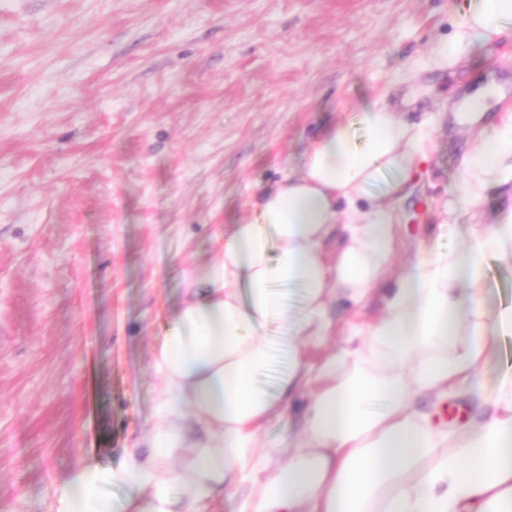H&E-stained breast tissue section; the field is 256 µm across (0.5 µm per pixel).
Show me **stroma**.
Returning <instances> with one entry per match:
<instances>
[{
	"label": "stroma",
	"instance_id": "35a3bbf8",
	"mask_svg": "<svg viewBox=\"0 0 512 512\" xmlns=\"http://www.w3.org/2000/svg\"><path fill=\"white\" fill-rule=\"evenodd\" d=\"M464 2L0 0V512H53L82 460L143 447L183 278L335 117L378 102L429 128L401 203L406 242L428 236L457 193L461 86H512L511 36L432 55ZM379 311L333 299L326 346ZM305 406L260 445H287ZM422 408L451 432L486 410Z\"/></svg>",
	"mask_w": 512,
	"mask_h": 512
}]
</instances>
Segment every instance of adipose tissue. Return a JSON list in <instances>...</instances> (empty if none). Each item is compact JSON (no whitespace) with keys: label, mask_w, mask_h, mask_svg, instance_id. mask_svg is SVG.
<instances>
[{"label":"adipose tissue","mask_w":512,"mask_h":512,"mask_svg":"<svg viewBox=\"0 0 512 512\" xmlns=\"http://www.w3.org/2000/svg\"><path fill=\"white\" fill-rule=\"evenodd\" d=\"M511 30L512 0H469L434 55L457 61ZM502 97L490 79L460 102L470 149L452 204L475 209L493 188L497 206L480 224H437L397 272L398 204L429 157L428 134L377 105L330 123L298 170L257 196L249 221L225 232L206 275L186 279L151 350L160 384L147 453L77 466L54 489V512H215L221 500L230 512H512V370L494 413L456 435L416 406L479 391V368L512 335V307L485 306L488 261L512 266V114L481 123ZM337 296L379 298L381 313L356 348L315 367L307 345L329 335ZM455 336L468 342L452 353ZM278 357L288 368L270 389L258 377ZM306 389L302 433L259 448L265 425Z\"/></svg>","instance_id":"1"}]
</instances>
